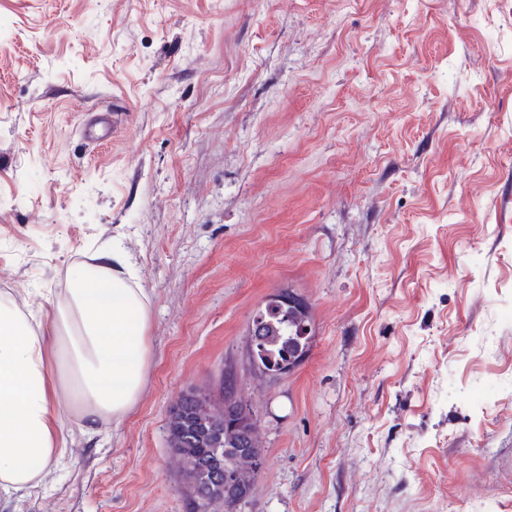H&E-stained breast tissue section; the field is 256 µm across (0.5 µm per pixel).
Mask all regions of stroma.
<instances>
[{
  "instance_id": "1",
  "label": "stroma",
  "mask_w": 512,
  "mask_h": 512,
  "mask_svg": "<svg viewBox=\"0 0 512 512\" xmlns=\"http://www.w3.org/2000/svg\"><path fill=\"white\" fill-rule=\"evenodd\" d=\"M115 240L142 396L18 512H189L169 411L228 375L263 449L238 512H512L499 0H0V290L39 312ZM285 289L312 344L271 379L249 328Z\"/></svg>"
}]
</instances>
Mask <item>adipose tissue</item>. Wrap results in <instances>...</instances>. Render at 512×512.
<instances>
[{"mask_svg":"<svg viewBox=\"0 0 512 512\" xmlns=\"http://www.w3.org/2000/svg\"><path fill=\"white\" fill-rule=\"evenodd\" d=\"M150 302L119 244L72 271L41 314L0 291V500L44 487L87 438L137 404L151 361Z\"/></svg>","mask_w":512,"mask_h":512,"instance_id":"ef3b65f1","label":"adipose tissue"}]
</instances>
